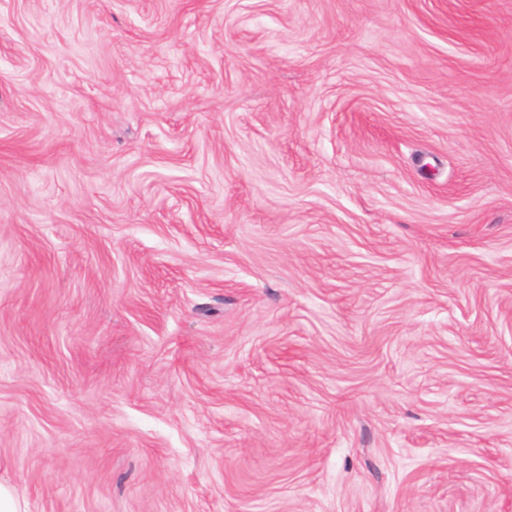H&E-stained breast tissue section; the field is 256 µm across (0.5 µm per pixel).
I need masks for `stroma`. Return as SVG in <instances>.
Wrapping results in <instances>:
<instances>
[{"label":"stroma","instance_id":"stroma-1","mask_svg":"<svg viewBox=\"0 0 512 512\" xmlns=\"http://www.w3.org/2000/svg\"><path fill=\"white\" fill-rule=\"evenodd\" d=\"M0 481L512 512V0H0Z\"/></svg>","mask_w":512,"mask_h":512}]
</instances>
